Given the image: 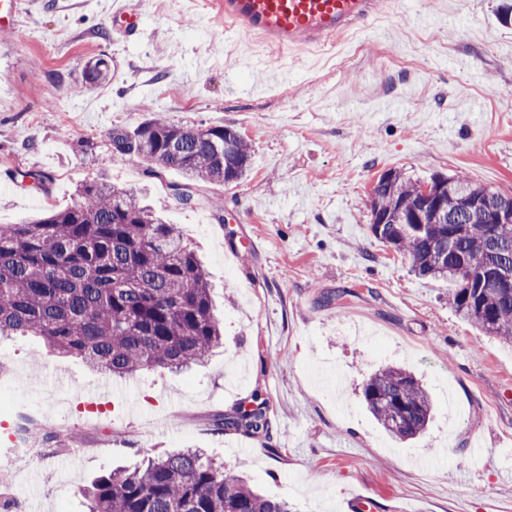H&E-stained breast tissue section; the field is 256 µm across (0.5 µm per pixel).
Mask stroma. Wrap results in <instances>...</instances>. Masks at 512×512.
I'll return each instance as SVG.
<instances>
[{"instance_id":"obj_1","label":"stroma","mask_w":512,"mask_h":512,"mask_svg":"<svg viewBox=\"0 0 512 512\" xmlns=\"http://www.w3.org/2000/svg\"><path fill=\"white\" fill-rule=\"evenodd\" d=\"M112 2L30 0L0 32V224L71 206L92 176L141 194L199 255L224 342L192 370L113 380L92 427L82 390L99 371L34 336L0 340V419L81 432L0 473V504L86 512L81 489L99 475L200 448L292 512H351L359 494L373 512H512V349L458 318L447 282L415 276L369 227L371 188L391 168L512 195V23L500 18L512 0H443L438 14L418 0L341 53L277 52L256 73L246 62L261 47L226 39L216 0H130L143 24L133 42L114 31ZM102 56L113 75L86 85ZM250 82L262 96L243 93ZM152 109L239 132L246 177L193 183V203H179L180 172L112 150L111 133ZM29 170L52 174L48 190L22 184ZM387 366L431 397L419 438L392 439L366 409L362 383ZM255 392L269 437L214 427Z\"/></svg>"}]
</instances>
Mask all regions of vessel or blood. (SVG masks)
<instances>
[{
    "label": "vessel or blood",
    "mask_w": 512,
    "mask_h": 512,
    "mask_svg": "<svg viewBox=\"0 0 512 512\" xmlns=\"http://www.w3.org/2000/svg\"><path fill=\"white\" fill-rule=\"evenodd\" d=\"M229 37H256L276 51H314L342 46L390 10L407 11L408 0H221ZM112 20L126 37L142 33L139 12L120 5Z\"/></svg>",
    "instance_id": "obj_1"
}]
</instances>
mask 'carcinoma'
<instances>
[{
	"mask_svg": "<svg viewBox=\"0 0 512 512\" xmlns=\"http://www.w3.org/2000/svg\"><path fill=\"white\" fill-rule=\"evenodd\" d=\"M131 162L153 172L230 185L250 169L251 152L225 127L194 128L158 116L133 133L111 134ZM448 196V216L416 224L423 182L389 170L372 188L371 213L385 220L370 229L401 253L422 278L454 284L448 304L468 323L512 347V288L482 282L481 266L512 273V223L486 224L462 199L464 175L433 176ZM77 201L23 224L0 225V336H36L50 351L123 378L144 369L181 370L222 344L211 285L174 224L140 205L133 192L93 178L79 184ZM366 409L392 437L422 434L432 403L420 381L401 367H385L363 383ZM219 428L268 435L265 404L216 420ZM88 512H290L285 501L260 494L224 464L185 448L116 468L83 489Z\"/></svg>",
	"mask_w": 512,
	"mask_h": 512,
	"instance_id": "carcinoma-1",
	"label": "carcinoma"
}]
</instances>
